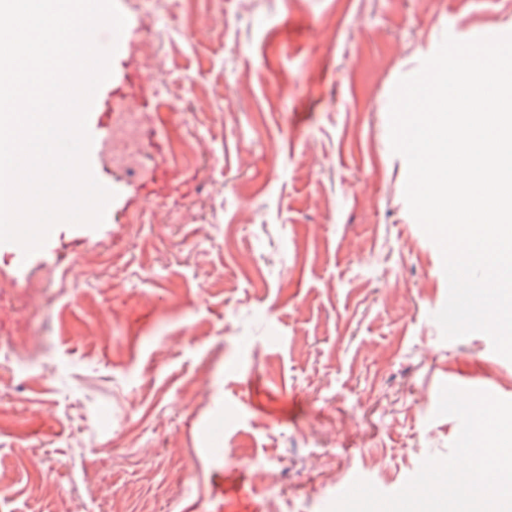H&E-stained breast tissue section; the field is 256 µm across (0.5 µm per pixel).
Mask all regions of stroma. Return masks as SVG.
Returning <instances> with one entry per match:
<instances>
[{"label": "stroma", "mask_w": 512, "mask_h": 512, "mask_svg": "<svg viewBox=\"0 0 512 512\" xmlns=\"http://www.w3.org/2000/svg\"><path fill=\"white\" fill-rule=\"evenodd\" d=\"M338 1L115 0L165 65L88 160L178 177L0 258V512H327L353 472L393 493L448 453L442 380L512 400L491 339L432 318L442 256L389 141L397 82L512 33V0Z\"/></svg>", "instance_id": "35a3bbf8"}]
</instances>
